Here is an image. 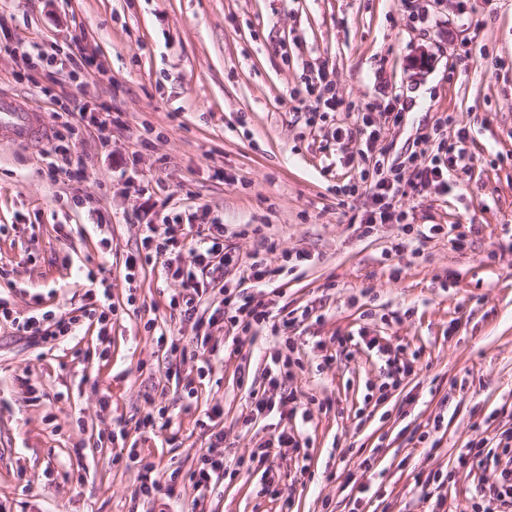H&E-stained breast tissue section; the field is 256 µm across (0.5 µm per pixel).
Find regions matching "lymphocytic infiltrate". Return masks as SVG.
<instances>
[{
    "label": "lymphocytic infiltrate",
    "instance_id": "f902f5d3",
    "mask_svg": "<svg viewBox=\"0 0 512 512\" xmlns=\"http://www.w3.org/2000/svg\"><path fill=\"white\" fill-rule=\"evenodd\" d=\"M364 127L365 140L359 155L364 159L371 157L375 160L373 167H364L359 171V180L370 191L373 201L372 208L364 211L360 217L359 225L364 234H371L376 225L399 224L405 220V212L397 209L394 203L396 197L408 196L409 192L430 183L447 185L454 173L469 168L471 157L466 146L468 136L465 129H458L453 139L445 140L441 137L431 157L414 152L407 157L404 165L397 167L386 164L383 159L387 149L382 145L381 128L369 121L365 122ZM157 231L156 225H143L141 245L145 255L141 258L128 257L125 268L133 270L138 262L144 261L161 265L163 271L174 272L180 279V288L171 296L169 306L178 310L184 319H192L198 314L208 283H220L225 269L234 262L233 256L224 250V227L211 224L187 236L178 234L174 225L170 224L161 240L156 237ZM185 254L191 259V269L173 268L174 259ZM201 269L208 272V281L198 278L197 272ZM220 293L222 313L231 328L245 332L267 328L272 335L282 339L279 348L270 355L274 374L269 378L271 389L280 390L281 395L275 399L271 394L250 392L247 410L258 416L282 406L287 408L289 414H297L303 403L295 392L285 389L290 376L288 368L295 350V343L289 338L288 331L299 319L311 317L312 308H305L300 316L288 313L277 320L263 301L224 286ZM79 322L76 316L65 318L47 312L39 319L27 318L19 323L18 329L34 342L48 338L58 340L76 335ZM457 462L462 473L469 474L477 469L494 476L491 484L479 487L480 500L473 505L475 512H512V432H502L493 444L480 436L469 440L466 448L460 450Z\"/></svg>",
    "mask_w": 512,
    "mask_h": 512
}]
</instances>
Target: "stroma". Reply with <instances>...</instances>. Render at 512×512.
<instances>
[{
    "label": "stroma",
    "instance_id": "obj_1",
    "mask_svg": "<svg viewBox=\"0 0 512 512\" xmlns=\"http://www.w3.org/2000/svg\"><path fill=\"white\" fill-rule=\"evenodd\" d=\"M419 4L428 22L401 0H0V91L48 123L84 107L71 137L78 177L47 176L54 139H0V299L22 319L100 308L105 285L112 303L109 335L90 319L62 345L0 320V512H158L137 492L143 465L185 474L213 443L225 471L208 512H278L285 496L293 512H471L480 476L459 473L460 448L479 423L489 438L512 431V0ZM19 41L56 64L3 53ZM322 64L351 108L312 128L302 99ZM386 104L403 114L384 139L396 164L424 149L441 113L465 127L467 172L400 201L409 224L460 225L464 249L442 236L401 249L397 224L361 236L355 218L371 197L341 189L364 162L332 133L359 132L366 113L382 123ZM106 109L104 144L94 124ZM166 215L223 225L240 260L224 274L232 287L251 254L274 266L302 256L274 304L323 319L291 331L288 386L309 403L310 458L272 453L281 497L237 463L279 431L278 414L246 409L268 385L270 330L236 336L217 323L213 343L240 338L242 353L212 357L196 377L195 362L157 342L196 334L169 307L178 279L158 265L125 278L142 225ZM362 329L388 356L358 342ZM391 359L411 373L379 404ZM159 407L170 427H141ZM433 421L428 451L410 435ZM435 470L448 481L420 501L415 478Z\"/></svg>",
    "mask_w": 512,
    "mask_h": 512
}]
</instances>
